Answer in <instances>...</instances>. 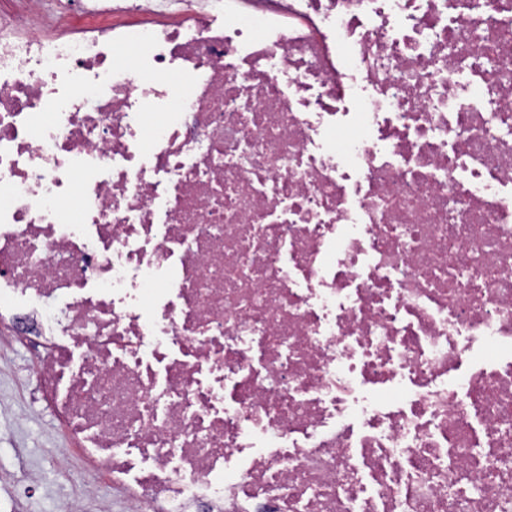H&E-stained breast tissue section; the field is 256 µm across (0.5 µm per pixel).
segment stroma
<instances>
[{"mask_svg": "<svg viewBox=\"0 0 512 512\" xmlns=\"http://www.w3.org/2000/svg\"><path fill=\"white\" fill-rule=\"evenodd\" d=\"M36 361L30 348L0 333V473L25 466L40 474L38 483L11 487L16 512H66L76 486L65 474L81 470L83 461L68 452L30 376Z\"/></svg>", "mask_w": 512, "mask_h": 512, "instance_id": "35a3bbf8", "label": "stroma"}]
</instances>
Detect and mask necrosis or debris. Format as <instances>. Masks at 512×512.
I'll return each instance as SVG.
<instances>
[{
  "label": "necrosis or debris",
  "mask_w": 512,
  "mask_h": 512,
  "mask_svg": "<svg viewBox=\"0 0 512 512\" xmlns=\"http://www.w3.org/2000/svg\"><path fill=\"white\" fill-rule=\"evenodd\" d=\"M57 10L0 20V309L81 498L512 512V0Z\"/></svg>",
  "instance_id": "1"
}]
</instances>
